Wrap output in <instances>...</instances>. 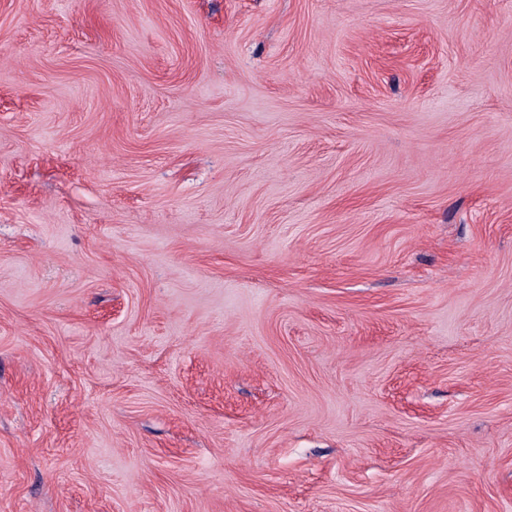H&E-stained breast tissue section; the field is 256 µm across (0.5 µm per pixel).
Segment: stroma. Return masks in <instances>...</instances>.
Masks as SVG:
<instances>
[{
  "instance_id": "stroma-1",
  "label": "stroma",
  "mask_w": 512,
  "mask_h": 512,
  "mask_svg": "<svg viewBox=\"0 0 512 512\" xmlns=\"http://www.w3.org/2000/svg\"><path fill=\"white\" fill-rule=\"evenodd\" d=\"M0 512H512V0H0Z\"/></svg>"
}]
</instances>
